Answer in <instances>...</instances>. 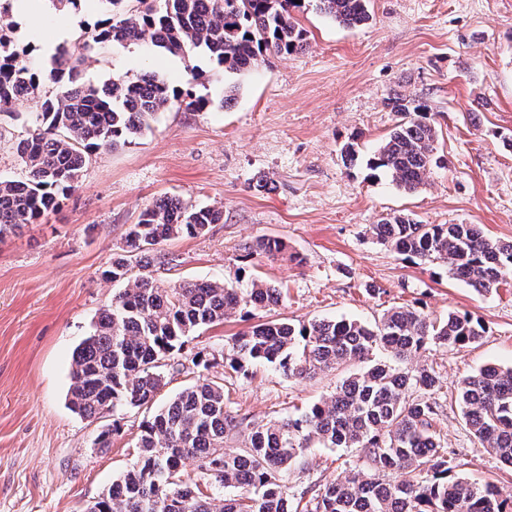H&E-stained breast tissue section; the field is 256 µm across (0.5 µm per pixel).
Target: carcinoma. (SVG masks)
Instances as JSON below:
<instances>
[{
    "instance_id": "1",
    "label": "carcinoma",
    "mask_w": 512,
    "mask_h": 512,
    "mask_svg": "<svg viewBox=\"0 0 512 512\" xmlns=\"http://www.w3.org/2000/svg\"><path fill=\"white\" fill-rule=\"evenodd\" d=\"M107 17L61 46L45 72L20 59L12 38L0 36V114L28 102L32 121L16 142L24 178L0 176V237L37 224L78 186L94 152L132 143L165 109L207 110L212 100L174 89L149 73L134 82L114 79L100 90L82 80L83 52L107 44L142 43L151 51L186 58L206 52L224 73L259 65L269 53L291 55L306 46L292 16L297 0H89ZM319 9L355 28L370 20L367 0H318ZM400 121L368 165L382 169L405 192L427 183L437 162L436 129L428 106L402 95L389 101ZM224 220V211L175 196H161L128 227L125 247L113 254L106 278L125 285L91 323L72 355L68 404L94 418L105 409L155 403L169 374L186 369L175 361L190 336L240 312L265 311L282 301V290L258 279L246 284L212 280L158 286L152 268L169 263L162 246L202 235ZM373 238L423 263L440 261L449 276L479 294L497 290L512 270V243L487 236L476 224H420L405 214L372 224ZM247 254L282 250L276 239L245 244ZM484 324L464 313L442 320L395 307L373 326L356 320L313 319L296 326L285 319L258 323L225 344V366L249 375L268 366L288 377L371 360L390 361L345 378L329 398L297 414L258 421L233 414L224 379L205 371L216 359H192L204 373L144 420L138 455L87 512H512L492 482L454 472L440 433L442 386L429 365L406 366L430 347L473 344ZM456 402L474 437L512 467V367L488 364L460 381ZM241 445L230 446L228 439ZM360 448L368 471L288 494V471L313 443ZM195 464L200 482L182 484V467ZM396 474L392 480L385 479ZM230 488L233 493L223 494Z\"/></svg>"
}]
</instances>
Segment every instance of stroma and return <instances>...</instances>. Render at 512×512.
I'll return each mask as SVG.
<instances>
[{
  "label": "stroma",
  "mask_w": 512,
  "mask_h": 512,
  "mask_svg": "<svg viewBox=\"0 0 512 512\" xmlns=\"http://www.w3.org/2000/svg\"><path fill=\"white\" fill-rule=\"evenodd\" d=\"M369 22L348 28L321 13L317 0L293 12L307 32L305 50L268 55L244 75L217 80L208 55L159 57L144 45H109L83 60V79L104 87L148 71L178 89L230 104L192 112L171 107L134 143L95 153L78 189L41 223L0 240V512H86L135 461L145 412L121 411L111 447L94 439L111 415L88 420L68 407L74 348L118 287L102 277L128 225L167 194L223 208L224 221L198 237L167 243L171 265L155 267L166 287L182 281L228 283L258 276L283 288L271 319H353L371 324L393 307L433 318L466 312L486 326L482 340L417 356L440 374L449 395L460 379L495 363L512 367V276L496 293L478 294L440 262L406 258L368 228L404 213L423 224H478L512 242V0H369ZM18 51L50 69L56 17L10 11ZM423 101L437 131L438 160L425 186L405 193L366 162L397 116L395 95ZM0 116V175L22 170L12 148L27 129ZM355 142L351 164L341 149ZM260 238L284 243L273 256L244 259ZM248 322L233 316L196 332L179 358L222 355ZM223 378L234 412L269 421L330 396L349 367L294 379L269 368ZM463 474L512 496V467L483 448L458 405L441 424ZM357 448L312 447L291 489L324 482L362 465Z\"/></svg>",
  "instance_id": "1"
}]
</instances>
